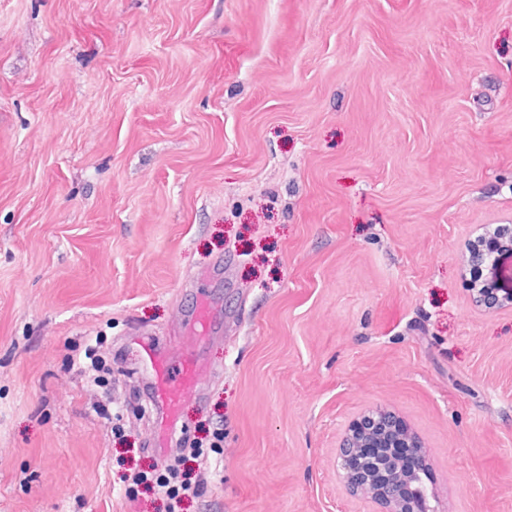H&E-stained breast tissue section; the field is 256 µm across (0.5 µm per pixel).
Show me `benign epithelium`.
I'll list each match as a JSON object with an SVG mask.
<instances>
[{"mask_svg":"<svg viewBox=\"0 0 512 512\" xmlns=\"http://www.w3.org/2000/svg\"><path fill=\"white\" fill-rule=\"evenodd\" d=\"M488 233L493 235L494 244L474 249L467 258L469 270L476 275L473 298L477 305L489 310L512 309V274L506 265L512 257V225L498 224ZM398 444L419 447L393 414L383 409L365 413L342 439L337 468L351 491L366 493L386 512H440L439 503L428 488L411 479L405 488L389 482L390 472L399 468L395 457L379 452L361 456V449L366 447L393 448Z\"/></svg>","mask_w":512,"mask_h":512,"instance_id":"benign-epithelium-1","label":"benign epithelium"}]
</instances>
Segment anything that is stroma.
<instances>
[{"mask_svg":"<svg viewBox=\"0 0 512 512\" xmlns=\"http://www.w3.org/2000/svg\"><path fill=\"white\" fill-rule=\"evenodd\" d=\"M512 0H0V512H162L133 337L208 299L184 512H379L336 471L395 413L445 512H512ZM110 368L80 373L90 344ZM492 246H478L467 258L469 271L476 275L472 282L473 298L486 309H512V269L506 262L512 257V225L498 224L485 235L493 234ZM508 256V257H507Z\"/></svg>","mask_w":512,"mask_h":512,"instance_id":"1","label":"stroma"}]
</instances>
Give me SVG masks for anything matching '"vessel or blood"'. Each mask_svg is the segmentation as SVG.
I'll list each match as a JSON object with an SVG mask.
<instances>
[{
    "label": "vessel or blood",
    "mask_w": 512,
    "mask_h": 512,
    "mask_svg": "<svg viewBox=\"0 0 512 512\" xmlns=\"http://www.w3.org/2000/svg\"><path fill=\"white\" fill-rule=\"evenodd\" d=\"M213 333V317L203 302L186 321L179 343L162 347L146 341L138 344L140 369L151 381L152 399L159 415L154 437L158 451L167 448L181 408L201 395V384L210 370L196 359L195 350L209 341Z\"/></svg>",
    "instance_id": "vessel-or-blood-1"
}]
</instances>
